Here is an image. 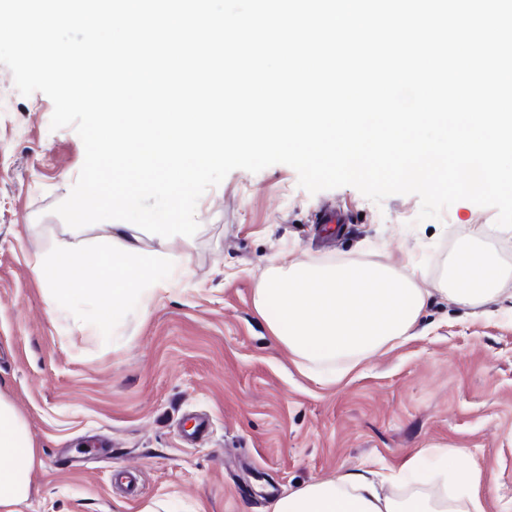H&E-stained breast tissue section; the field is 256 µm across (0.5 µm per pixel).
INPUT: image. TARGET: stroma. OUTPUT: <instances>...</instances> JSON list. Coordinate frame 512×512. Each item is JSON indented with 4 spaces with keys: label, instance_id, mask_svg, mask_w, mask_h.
<instances>
[{
    "label": "stroma",
    "instance_id": "obj_1",
    "mask_svg": "<svg viewBox=\"0 0 512 512\" xmlns=\"http://www.w3.org/2000/svg\"><path fill=\"white\" fill-rule=\"evenodd\" d=\"M52 113L49 97L21 95L0 65V397L24 416L39 460L23 512H269L288 489L337 471L414 462L419 481L393 493L453 501L443 458L455 448L489 469L485 512H512V282L480 308L433 294L414 336L333 384L327 366L300 368L252 305L286 248L399 271L415 258L432 282L456 239L473 235L512 269V233L495 209L460 200L422 221L414 195L378 204L351 186L309 193L284 164L237 169L197 203L178 289L98 328L93 265L78 273L82 294L59 306L30 268L37 255L92 253L108 233L54 212L84 146L74 128L51 129ZM330 209L346 222L321 245L314 221ZM191 415L209 422L194 445L181 432ZM117 466L135 470L139 495L112 483Z\"/></svg>",
    "mask_w": 512,
    "mask_h": 512
}]
</instances>
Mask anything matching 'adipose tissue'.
<instances>
[{
  "mask_svg": "<svg viewBox=\"0 0 512 512\" xmlns=\"http://www.w3.org/2000/svg\"><path fill=\"white\" fill-rule=\"evenodd\" d=\"M94 260L71 252L69 268L93 262L99 293L118 313L148 307L158 293L178 286L186 258L174 250L189 240L191 224H157L159 246L144 249L132 225L114 224ZM505 273L495 254L469 237L460 239L437 291L465 306H481L502 293ZM432 291L415 270L396 272L378 261L323 263L306 256H280L260 277L253 306L279 344L301 361L359 363L383 347L412 336ZM454 449L448 465L464 499V512H485L479 496L481 468ZM36 450L24 418L0 397V512H21L29 494ZM270 512H448L445 497L400 498L362 472H340L305 483L273 501Z\"/></svg>",
  "mask_w": 512,
  "mask_h": 512,
  "instance_id": "1",
  "label": "adipose tissue"
}]
</instances>
